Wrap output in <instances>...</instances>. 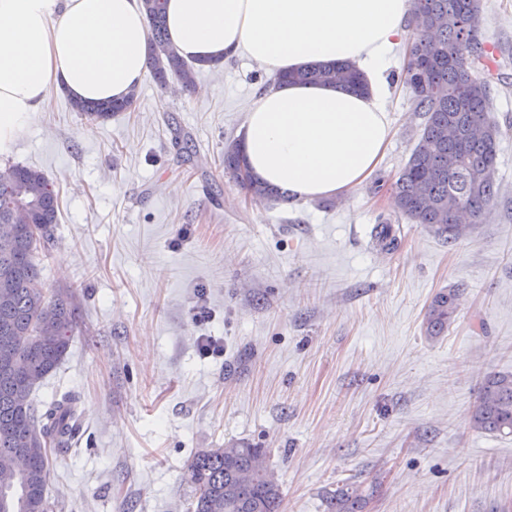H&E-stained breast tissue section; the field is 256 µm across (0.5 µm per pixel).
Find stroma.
Listing matches in <instances>:
<instances>
[{
	"label": "stroma",
	"instance_id": "1",
	"mask_svg": "<svg viewBox=\"0 0 512 512\" xmlns=\"http://www.w3.org/2000/svg\"><path fill=\"white\" fill-rule=\"evenodd\" d=\"M485 4V43L512 58V0ZM502 75L488 219L452 244L400 220L391 252L370 231L395 213L388 184L423 123L399 84L395 134L364 186L274 204L224 171L225 142L274 79L248 59L199 71L190 91L146 77L103 123L51 93L0 168L55 187L42 279L82 300L67 355L32 394L80 396L81 445L49 459L53 512H186L193 455L241 442L265 448L283 512H328L345 482L368 494L365 512H512V435L471 426L484 375L512 373V65ZM452 286L455 322L425 336Z\"/></svg>",
	"mask_w": 512,
	"mask_h": 512
}]
</instances>
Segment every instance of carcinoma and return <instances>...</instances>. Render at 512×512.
<instances>
[{
    "label": "carcinoma",
    "mask_w": 512,
    "mask_h": 512,
    "mask_svg": "<svg viewBox=\"0 0 512 512\" xmlns=\"http://www.w3.org/2000/svg\"><path fill=\"white\" fill-rule=\"evenodd\" d=\"M149 33L147 53L154 79L165 85L174 78L186 89L196 74L215 67L213 60L192 63L169 42L166 0H143ZM484 0H414L412 38L407 60L397 81L412 105L424 116L417 143L391 183L398 217L421 224L448 243L476 229L495 202V169L501 130L490 113V79L478 72L487 54L481 41ZM310 83L336 86L348 92L368 89L352 63L312 64L279 73L274 84ZM136 93L106 103L71 101L74 111L90 121H107L129 111ZM224 170L254 199L277 201L279 188L253 175L242 144H224ZM465 207L471 224L455 221ZM29 221L37 236L19 231ZM58 223V193L45 175L16 165L0 171V348L20 352V370L0 366V512H51L47 487L49 448L70 449L78 443L79 403L74 393L39 408L34 388L57 369L67 355L77 324L80 302L68 289L48 293L36 252L50 243ZM16 229L11 244L1 241L7 228ZM372 243L390 252L397 248V230L390 219L378 217ZM457 290L437 293L428 306L425 332L439 336L455 321ZM477 431L512 434V373L490 372L483 378L472 414ZM25 449L28 468L6 483L16 454ZM193 487L188 512H281L282 494L263 449L242 443L236 448L195 454L189 465ZM333 512H364L365 497L344 484L330 500Z\"/></svg>",
    "instance_id": "1"
}]
</instances>
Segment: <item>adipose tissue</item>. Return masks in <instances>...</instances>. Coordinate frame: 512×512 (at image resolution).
<instances>
[{
    "instance_id": "ef3b65f1",
    "label": "adipose tissue",
    "mask_w": 512,
    "mask_h": 512,
    "mask_svg": "<svg viewBox=\"0 0 512 512\" xmlns=\"http://www.w3.org/2000/svg\"><path fill=\"white\" fill-rule=\"evenodd\" d=\"M411 0H167L170 41L187 60L245 55L270 73L348 61L370 90L320 84L268 90L248 107L242 145L252 173L295 202L363 186L392 137L384 101ZM141 0H0V151L50 90L121 99L148 73Z\"/></svg>"
}]
</instances>
